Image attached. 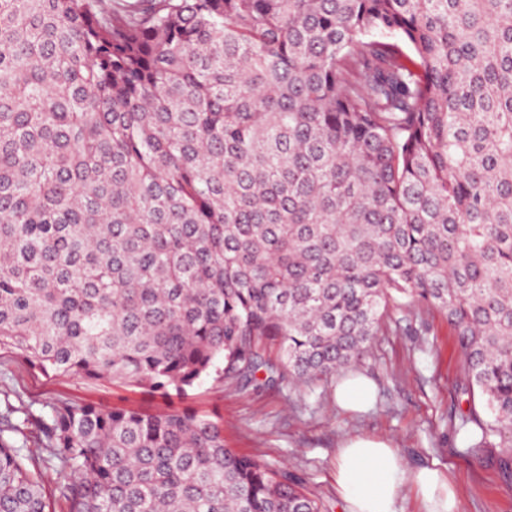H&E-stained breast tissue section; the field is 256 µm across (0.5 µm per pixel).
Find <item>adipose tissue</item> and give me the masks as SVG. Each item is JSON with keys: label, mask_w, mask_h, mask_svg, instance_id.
Here are the masks:
<instances>
[{"label": "adipose tissue", "mask_w": 512, "mask_h": 512, "mask_svg": "<svg viewBox=\"0 0 512 512\" xmlns=\"http://www.w3.org/2000/svg\"><path fill=\"white\" fill-rule=\"evenodd\" d=\"M333 479L347 512H400L398 504L410 489L420 497L423 512H461L460 497L445 470L407 471L384 439H347L336 451Z\"/></svg>", "instance_id": "obj_1"}]
</instances>
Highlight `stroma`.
<instances>
[{
	"mask_svg": "<svg viewBox=\"0 0 512 512\" xmlns=\"http://www.w3.org/2000/svg\"><path fill=\"white\" fill-rule=\"evenodd\" d=\"M461 361L446 320L424 308L415 317L392 315L365 356L350 367V374L375 387V402L366 410L337 405L334 377L275 391L212 375L182 405L223 418L229 448L287 470L327 512H343L332 467L340 444L358 434L389 440L409 469L448 468L458 482L462 512H512V470L504 468L501 449L471 447L477 426L460 427L469 414ZM62 397L103 409L166 407L159 395L142 389L46 378L33 373L19 354L0 351V411L22 403L45 413Z\"/></svg>",
	"mask_w": 512,
	"mask_h": 512,
	"instance_id": "1",
	"label": "stroma"
}]
</instances>
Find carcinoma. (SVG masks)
<instances>
[{
  "label": "carcinoma",
  "mask_w": 512,
  "mask_h": 512,
  "mask_svg": "<svg viewBox=\"0 0 512 512\" xmlns=\"http://www.w3.org/2000/svg\"><path fill=\"white\" fill-rule=\"evenodd\" d=\"M420 307L511 463L512 0H0V350L275 389ZM59 503L323 509L194 411L0 414V512Z\"/></svg>",
  "instance_id": "1"
}]
</instances>
